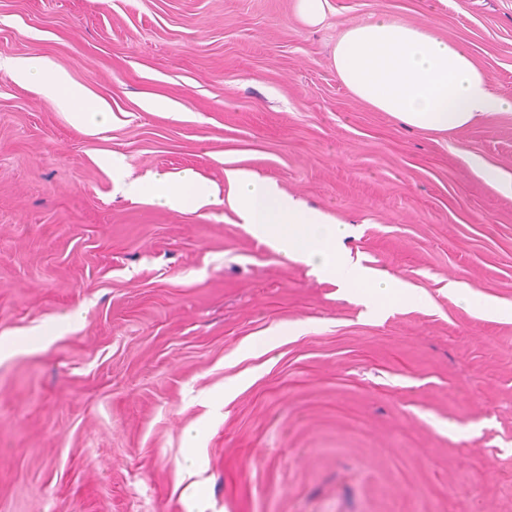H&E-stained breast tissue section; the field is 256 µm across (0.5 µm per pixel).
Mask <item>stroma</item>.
Returning a JSON list of instances; mask_svg holds the SVG:
<instances>
[{"mask_svg":"<svg viewBox=\"0 0 512 512\" xmlns=\"http://www.w3.org/2000/svg\"><path fill=\"white\" fill-rule=\"evenodd\" d=\"M328 7L313 27L297 0H0V55L49 58L112 109L76 129L0 70V512H512V197L468 164L512 174V115L444 139L332 65L339 32L384 12L512 99V0ZM110 154L222 202L128 197ZM228 167L346 224L353 261L408 292L372 313L283 259Z\"/></svg>","mask_w":512,"mask_h":512,"instance_id":"stroma-1","label":"stroma"}]
</instances>
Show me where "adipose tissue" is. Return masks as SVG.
<instances>
[{"label":"adipose tissue","mask_w":512,"mask_h":512,"mask_svg":"<svg viewBox=\"0 0 512 512\" xmlns=\"http://www.w3.org/2000/svg\"><path fill=\"white\" fill-rule=\"evenodd\" d=\"M333 66L341 83L374 110L441 136L467 129L487 115L512 112V100L495 91L489 77L458 44L432 27L384 14L342 31ZM0 69L16 81L60 95L76 127L99 130L112 121L105 105L84 107L83 88L47 59L17 61L0 56ZM226 177L235 189L234 203L243 224L283 258L311 266L322 279L340 287L365 289L370 303L401 293L400 280L350 262L343 245L346 225L303 207L255 174L230 170ZM125 190L177 211H197L220 201L218 187L190 171L175 177L155 175L145 183L127 184Z\"/></svg>","instance_id":"ef3b65f1"}]
</instances>
